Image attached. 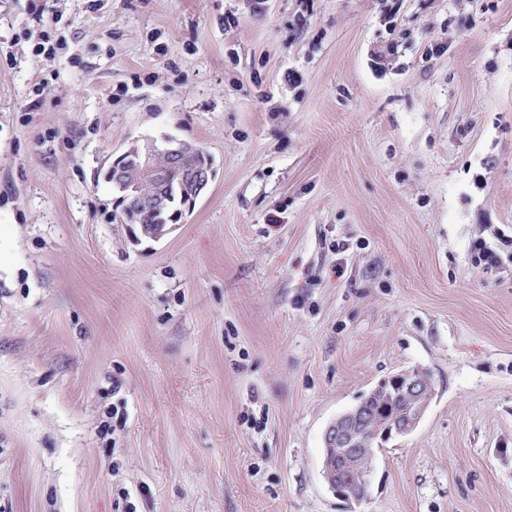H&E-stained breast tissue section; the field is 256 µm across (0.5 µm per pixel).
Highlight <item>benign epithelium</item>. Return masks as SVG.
Masks as SVG:
<instances>
[{
  "label": "benign epithelium",
  "mask_w": 512,
  "mask_h": 512,
  "mask_svg": "<svg viewBox=\"0 0 512 512\" xmlns=\"http://www.w3.org/2000/svg\"><path fill=\"white\" fill-rule=\"evenodd\" d=\"M214 171L209 155L196 145L164 139L133 146L106 170L128 213L147 212L153 224L138 225L140 236L157 241L170 233L208 189ZM153 187L145 195L141 189ZM431 376L413 369L379 382L351 411L339 416L324 435L322 472L336 496L354 503L368 497L376 451L396 436L412 432L428 408Z\"/></svg>",
  "instance_id": "7a95c632"
}]
</instances>
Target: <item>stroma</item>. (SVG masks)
I'll return each instance as SVG.
<instances>
[{
  "instance_id": "35a3bbf8",
  "label": "stroma",
  "mask_w": 512,
  "mask_h": 512,
  "mask_svg": "<svg viewBox=\"0 0 512 512\" xmlns=\"http://www.w3.org/2000/svg\"><path fill=\"white\" fill-rule=\"evenodd\" d=\"M31 9L0 0V512H512V0ZM166 136L215 176L138 240L103 173ZM409 369L430 404L349 504L323 434Z\"/></svg>"
}]
</instances>
